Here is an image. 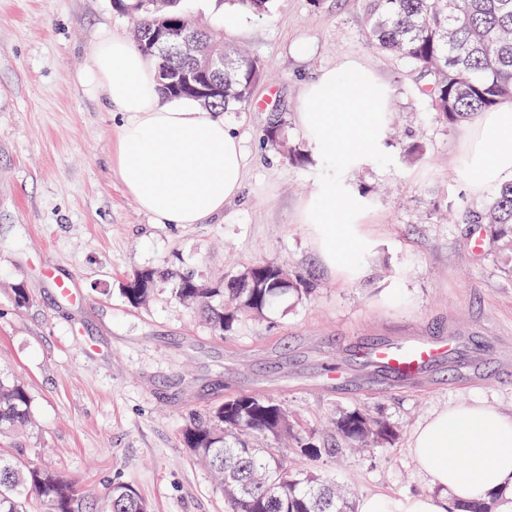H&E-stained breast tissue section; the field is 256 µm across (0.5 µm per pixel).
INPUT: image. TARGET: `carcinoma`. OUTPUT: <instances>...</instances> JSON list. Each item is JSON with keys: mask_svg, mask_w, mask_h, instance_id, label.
<instances>
[{"mask_svg": "<svg viewBox=\"0 0 512 512\" xmlns=\"http://www.w3.org/2000/svg\"><path fill=\"white\" fill-rule=\"evenodd\" d=\"M179 0H143L132 11V38L138 49L155 60L158 90L168 98H200L176 81L194 62L166 56L148 40L164 20L183 28L198 52L218 49L217 28L193 24ZM365 34L375 48L397 57L423 80L422 94L450 126L477 112L512 99V0H361ZM263 73L261 62L238 48H224V96H213L204 107L232 112L247 103ZM468 224H486L495 236L512 244V180L500 185L479 208L466 211ZM139 287L123 288L132 306L150 300L157 271L135 273ZM296 290L286 267L262 262L236 275L201 283L191 274L179 277L175 297L193 309L213 331L233 330L243 316L258 317ZM31 423V398L20 381L0 374V430ZM344 447L302 438L294 432L288 410L259 394L230 396L205 413L188 417L181 443L213 476L224 496L227 512H355V505L335 482L291 459L298 449L311 447L303 457L315 461L324 453H343L390 444L396 430L363 410L346 413L335 422ZM268 435L288 441L286 448H255L252 437ZM0 512H151L149 504L129 485L115 483L105 505L80 494L67 478L23 463L22 453L0 456Z\"/></svg>", "mask_w": 512, "mask_h": 512, "instance_id": "carcinoma-1", "label": "carcinoma"}]
</instances>
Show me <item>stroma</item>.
Listing matches in <instances>:
<instances>
[{
	"mask_svg": "<svg viewBox=\"0 0 512 512\" xmlns=\"http://www.w3.org/2000/svg\"><path fill=\"white\" fill-rule=\"evenodd\" d=\"M239 19L225 42L264 67L250 100L224 115L244 147L242 188L207 223L157 224L112 164L120 118L83 76L103 33L131 34V15L115 0H0V373L32 400L31 426L0 435V454L24 449L27 464L99 500L120 481L152 512H225L180 432L191 413L259 392L305 436L354 409L395 427L391 446L317 461L351 499L428 491L408 451L419 423L475 401L512 414V249L485 225L447 219L489 197L463 178L468 127L440 120L416 74L368 44L358 0H271L267 14ZM349 60L392 89L381 146L392 166L370 160L342 178L373 241L353 284L321 263L299 222L323 163L297 113L303 83ZM277 116L307 162L264 143ZM256 262L284 264L300 290L226 335L172 294V273L207 281ZM145 268L163 276L146 305L130 306L123 288ZM55 274L74 278L79 302L57 295ZM416 335L465 347L406 381L354 355L361 343ZM330 361L344 366V386L327 376Z\"/></svg>",
	"mask_w": 512,
	"mask_h": 512,
	"instance_id": "35a3bbf8",
	"label": "stroma"
}]
</instances>
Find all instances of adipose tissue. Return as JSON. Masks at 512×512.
Returning <instances> with one entry per match:
<instances>
[{
  "instance_id": "obj_1",
  "label": "adipose tissue",
  "mask_w": 512,
  "mask_h": 512,
  "mask_svg": "<svg viewBox=\"0 0 512 512\" xmlns=\"http://www.w3.org/2000/svg\"><path fill=\"white\" fill-rule=\"evenodd\" d=\"M86 73L124 119L116 164L129 197L159 224H203L242 185L244 152L222 115L163 99L152 61L126 39L105 35ZM473 193L512 179V101L483 112L468 137ZM410 450L428 493L362 495L356 512H451L457 503L512 490V414L482 403L443 408L412 434Z\"/></svg>"
}]
</instances>
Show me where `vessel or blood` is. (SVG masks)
<instances>
[{
	"mask_svg": "<svg viewBox=\"0 0 512 512\" xmlns=\"http://www.w3.org/2000/svg\"><path fill=\"white\" fill-rule=\"evenodd\" d=\"M461 348L462 342L455 336H407L359 346L357 353L394 377L412 379Z\"/></svg>",
	"mask_w": 512,
	"mask_h": 512,
	"instance_id": "b4317fda",
	"label": "vessel or blood"
}]
</instances>
